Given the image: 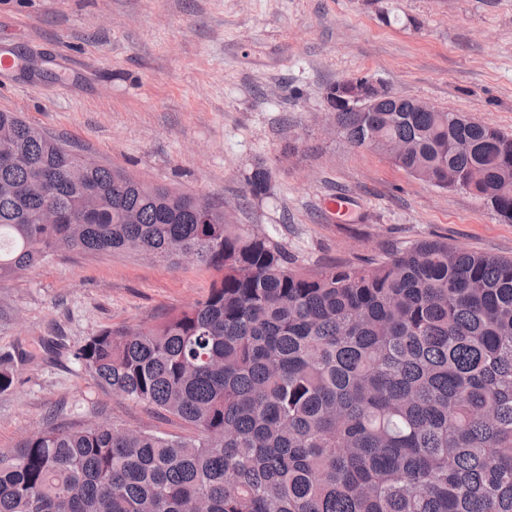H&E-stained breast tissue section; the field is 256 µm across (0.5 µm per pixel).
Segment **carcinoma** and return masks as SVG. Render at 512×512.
<instances>
[{
  "label": "carcinoma",
  "instance_id": "carcinoma-1",
  "mask_svg": "<svg viewBox=\"0 0 512 512\" xmlns=\"http://www.w3.org/2000/svg\"><path fill=\"white\" fill-rule=\"evenodd\" d=\"M334 118L352 147L512 223V135L395 94ZM65 146L0 112V280L60 251L193 254L216 273L203 298L73 353L189 434L49 421L0 452V512H512V258L420 239L303 271L224 207ZM17 371L1 354L0 393Z\"/></svg>",
  "mask_w": 512,
  "mask_h": 512
}]
</instances>
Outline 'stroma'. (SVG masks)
Listing matches in <instances>:
<instances>
[{
    "label": "stroma",
    "mask_w": 512,
    "mask_h": 512,
    "mask_svg": "<svg viewBox=\"0 0 512 512\" xmlns=\"http://www.w3.org/2000/svg\"><path fill=\"white\" fill-rule=\"evenodd\" d=\"M0 112L146 182L231 203L315 271L422 238L512 257V224L471 194L355 149L325 110L357 76L512 135V0H0ZM271 173L252 197L256 166ZM346 198L336 218L326 199ZM212 274L133 253H62L0 282V354L32 352L0 393V451L52 419L184 434L112 396L72 357L101 328L150 323Z\"/></svg>",
    "instance_id": "1"
}]
</instances>
